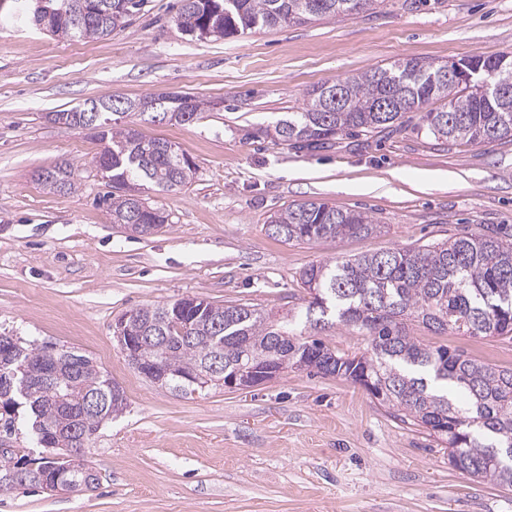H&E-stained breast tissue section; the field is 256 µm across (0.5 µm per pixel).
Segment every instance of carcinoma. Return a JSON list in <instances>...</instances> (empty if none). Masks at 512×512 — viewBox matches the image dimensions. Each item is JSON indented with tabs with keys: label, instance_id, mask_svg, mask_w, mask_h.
<instances>
[{
	"label": "carcinoma",
	"instance_id": "1",
	"mask_svg": "<svg viewBox=\"0 0 512 512\" xmlns=\"http://www.w3.org/2000/svg\"><path fill=\"white\" fill-rule=\"evenodd\" d=\"M12 16L53 36L98 39L112 34L144 6L145 0H9ZM381 0H180L179 31L196 40L223 39L245 31L357 15ZM442 62L393 61L356 76L315 86L304 107L265 129L276 143L323 148L354 131L379 133L402 112H382L379 103L410 101L422 127L435 141L474 144L512 140V95L488 97L486 80H512V52L472 55L451 62L460 76L441 79ZM100 117L94 136L106 143L92 164L112 191L105 201L112 223L135 237L147 226L163 225L168 215L135 193V182L159 192L188 183L190 160L168 141L146 140L112 118L114 110L151 123H190L204 102L191 95L93 101ZM91 113L78 106L54 113V121L85 129ZM74 170L56 165L38 173L51 193L73 188ZM271 235L283 242L368 236L377 225L361 211H342L325 202L306 201L270 217ZM300 280L310 294L305 309L276 317L248 305L194 307L184 299L122 315L126 335L160 336L145 345L142 363L167 365L168 388L182 391L180 374L196 369L203 387H217L224 374L209 372L214 353L232 371L249 362L274 360L283 368L343 377L362 386L381 404L400 412L402 421L421 427L446 444L448 463L475 481L512 487V367L486 363L458 349L426 344L409 332L417 322L436 336L450 333L512 338V244L500 231L464 233L418 249L336 259L304 268ZM345 326L369 337L354 355L316 338L319 331ZM123 389L92 359L64 347L0 341V439L18 425L40 448L61 453L74 445L76 425L91 440L102 423L125 408ZM19 460L0 451V493L23 487L54 491L49 474L16 483L8 475Z\"/></svg>",
	"mask_w": 512,
	"mask_h": 512
}]
</instances>
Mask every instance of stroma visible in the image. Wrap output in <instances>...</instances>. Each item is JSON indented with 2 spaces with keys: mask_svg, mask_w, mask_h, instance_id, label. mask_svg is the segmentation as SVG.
I'll list each match as a JSON object with an SVG mask.
<instances>
[{
  "mask_svg": "<svg viewBox=\"0 0 512 512\" xmlns=\"http://www.w3.org/2000/svg\"><path fill=\"white\" fill-rule=\"evenodd\" d=\"M177 0H147L124 28L68 40L0 19V332L89 356L126 408L86 449L97 488L0 497V512H512V488L454 469L448 451L363 387L295 369L250 390L181 394L129 364L112 331L127 310L194 296L287 312L309 296L306 266L415 249L501 225L512 234V142L441 145L420 115L400 131L328 147L264 130L322 82L397 59L512 52V0H385L354 16L193 40ZM188 93L213 110L185 125L125 116L176 144L192 181L153 192L168 222L132 238L101 199L89 132L52 113L89 99ZM67 162L76 189L44 190ZM322 201L367 213L368 237L285 243L270 215ZM449 347L512 367V339L448 335Z\"/></svg>",
  "mask_w": 512,
  "mask_h": 512,
  "instance_id": "1",
  "label": "stroma"
}]
</instances>
